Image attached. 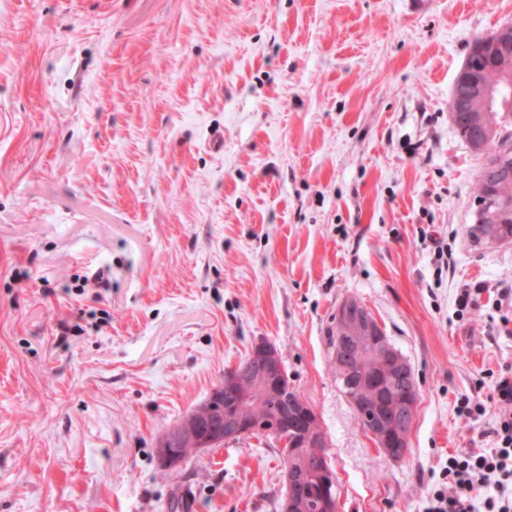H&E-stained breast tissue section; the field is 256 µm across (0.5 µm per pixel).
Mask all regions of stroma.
<instances>
[{
    "mask_svg": "<svg viewBox=\"0 0 512 512\" xmlns=\"http://www.w3.org/2000/svg\"><path fill=\"white\" fill-rule=\"evenodd\" d=\"M510 21L512 0H0V512H279L270 440L174 478L154 450L259 338L318 417L339 512H422L448 454L493 447L512 242L468 230L480 162L448 106ZM349 297L416 373L398 462L332 372Z\"/></svg>",
    "mask_w": 512,
    "mask_h": 512,
    "instance_id": "35a3bbf8",
    "label": "stroma"
}]
</instances>
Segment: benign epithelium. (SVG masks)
Here are the masks:
<instances>
[{"mask_svg":"<svg viewBox=\"0 0 512 512\" xmlns=\"http://www.w3.org/2000/svg\"><path fill=\"white\" fill-rule=\"evenodd\" d=\"M512 114V22L503 23L476 39L454 79L449 118L465 132L479 151L481 141L501 130L494 113ZM485 194L476 197L474 222L503 224L512 215V194L502 186L512 184V148L506 147L486 163ZM338 328L333 348L341 369L346 397L363 416L364 431L383 454L393 461L405 457L416 417L419 388L411 363L390 343L386 333L358 299L344 300L336 310ZM365 336L377 347L386 367L385 379L369 374L359 353V338ZM283 401L269 416L248 405L247 384ZM316 414L309 402L294 392L284 361L276 345L267 339L255 341L244 367L224 371L207 404L185 413L177 424L158 437L156 458L164 470H175L185 462L184 447L206 451L222 442L263 436L292 456L309 448L328 447L322 432L313 427ZM322 488L321 512H339L336 477L327 454H319L313 468ZM309 475L288 463L283 471L285 491L280 512H309Z\"/></svg>","mask_w":512,"mask_h":512,"instance_id":"1","label":"benign epithelium"}]
</instances>
